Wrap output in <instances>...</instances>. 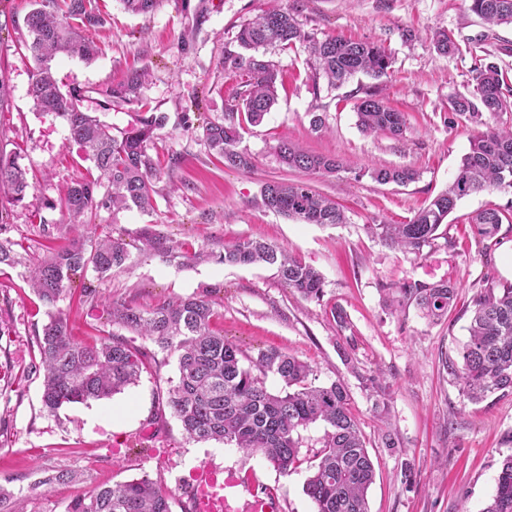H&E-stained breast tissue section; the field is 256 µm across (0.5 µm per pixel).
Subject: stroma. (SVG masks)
<instances>
[{
  "label": "stroma",
  "instance_id": "35a3bbf8",
  "mask_svg": "<svg viewBox=\"0 0 512 512\" xmlns=\"http://www.w3.org/2000/svg\"><path fill=\"white\" fill-rule=\"evenodd\" d=\"M98 4L104 22L88 36L102 53L90 62L57 57L53 69L62 91H80L84 109L118 129L147 110L166 114L168 122L152 150L161 164L153 209L103 208L77 228L65 223L58 205L74 181L98 172L70 142L66 124L39 113L28 94L34 61L25 47V18L31 0H0V72L9 88L0 107V140L17 153L29 180L24 199L11 204L0 229V239L27 258L21 266L0 265V485L13 492L16 512H63L70 499L98 485L143 475L173 490L172 512H192L184 487L206 466L219 474L236 471L269 489L279 512H315L303 491L307 469L283 475L262 457L188 439L167 404L178 374L175 358L134 332L125 337L150 364L138 384L88 405L44 410L42 377L32 366L39 360L35 336L47 315L27 280L28 267L44 257L48 242L63 245L80 233L107 231L131 241L130 257L109 276L88 271L75 278L57 301L56 311L68 317L76 338L105 331L102 314L111 302L150 308L168 297L207 296L214 329L245 354L275 347L308 361L319 382L344 383L376 469L370 512H483L501 462L512 454V393L469 401L447 364L457 360L468 338L465 307L472 297L512 283L496 262L512 242V224H501L485 243L468 218L512 197L493 191L462 199L424 256L388 247L372 227L407 223L446 188L475 131L465 120H450L448 97L472 91L469 49L477 41L512 76V55L497 51L512 44V26L487 25L467 0H283L297 6L313 39L340 35L390 52L392 72L383 94L404 114L406 130L398 137L363 133L355 104L367 78L333 89L315 78L305 46L270 47L264 57L279 72L275 105L256 126L245 113L235 116L242 125L239 147L254 161L251 171L242 172L226 167L180 118L223 120L243 78L223 69L222 59L236 50L240 26L269 0H161L147 15L127 13L120 0ZM405 29L414 30V40H403ZM438 29L454 35L460 53L433 50L430 37ZM133 68L148 73L140 104L108 102L106 88ZM315 113L324 119L322 128L310 123ZM283 139L342 159L348 168L308 177L288 170L275 152ZM374 166L410 167L419 177L404 186L381 184L369 173ZM281 179L307 180L343 206L346 223L302 224L268 210L262 187ZM145 231L164 235L190 260L170 263L139 249L136 241ZM241 238L282 247L320 271L322 298L303 299L270 267L219 262L225 245ZM199 252L207 260H196ZM444 280L457 288L458 303L442 319L389 305L392 289L403 283ZM89 284L96 297L80 301ZM336 306L345 311L348 328L336 324ZM369 376L378 389L366 386ZM387 431L398 447L384 446ZM38 468L73 478L45 495L32 486Z\"/></svg>",
  "mask_w": 512,
  "mask_h": 512
}]
</instances>
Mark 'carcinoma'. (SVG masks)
Returning a JSON list of instances; mask_svg holds the SVG:
<instances>
[{"label":"carcinoma","mask_w":512,"mask_h":512,"mask_svg":"<svg viewBox=\"0 0 512 512\" xmlns=\"http://www.w3.org/2000/svg\"><path fill=\"white\" fill-rule=\"evenodd\" d=\"M26 16L29 41L26 49L35 61L29 87L36 110L65 121L70 140L93 163L104 181L89 179L71 186L60 202L68 223L86 224L85 217L101 208H153L154 180L158 164L150 145L166 125V116L152 113L117 132L83 109L80 96L62 92L52 72L59 54L91 61L98 45L86 31L103 24L97 0H32ZM133 14L153 12L160 0H120ZM469 10L489 25L512 24V0H469ZM236 40L250 55L227 53L224 68L245 77L240 93L247 119L262 123L275 103L279 73L259 55L260 49L280 44H306L315 74L339 88L361 74L376 81L356 103L357 125L367 134L399 136L405 130L402 113L380 97V84L389 76L391 54L385 47L366 41L328 37L315 41L303 31L297 11L273 7L239 29ZM434 50L452 55L459 48L448 32L438 30L431 39ZM491 54L472 52L475 60L473 91L448 97V111L485 130L474 135L448 187L420 208L405 224H375L385 244L416 255L431 248L437 231L460 200L486 191L512 192V124L501 117L512 112V88L507 75ZM147 71L134 70L105 95L112 102L133 104ZM238 105L228 107L223 121H207L202 136L209 148L224 158V165L248 172L252 156L238 149L241 127L234 121ZM282 164L311 175L346 170L342 160L308 151L288 141L276 145ZM372 178L383 184L406 185L419 173L409 167H378ZM107 183L104 195L98 194ZM29 182L18 156L0 147V193L9 202L24 199ZM264 206L302 224L320 226L345 222L344 210L307 182L270 181L261 191ZM512 221V199L504 206L483 209L469 218L481 240L495 237L503 221ZM143 245L167 262L186 258L165 236L146 232ZM130 257L128 243L120 237L80 234L47 255L29 270L32 287L45 306L48 320L36 334L40 356L35 370L42 373V405L54 413L65 404H88L110 398L136 384L146 368L145 355L127 340L109 332L95 342H78L68 320L52 311L66 285L77 273L92 269L99 277L124 268ZM218 260L226 265L263 263L277 269L282 282L305 299L323 296L322 275L282 248L245 238L224 246ZM394 292L415 305L425 316L440 319L455 303L456 288L448 282H405ZM110 324L131 330L155 342L176 357L178 377L168 390V404L186 435L195 441H218L249 454L262 456L286 475L306 466L309 476L304 492L315 512H369L367 493L376 472L365 438L355 417L349 394L339 380L315 383L313 367L293 354L271 348L249 356L233 342L211 329L213 308L204 297L164 300L149 309L128 303H111L106 309ZM469 339L460 348V363L448 370L460 381L462 394L478 402L498 392H512V284L493 288L473 299ZM274 375L282 388L273 393L265 386ZM320 422L325 431L313 454L301 451L300 431ZM33 486L50 492L57 482L73 478L69 473L35 472ZM173 491L148 476L112 485L68 501L64 512H170ZM483 512H512V455L501 463L494 493Z\"/></svg>","instance_id":"carcinoma-1"}]
</instances>
